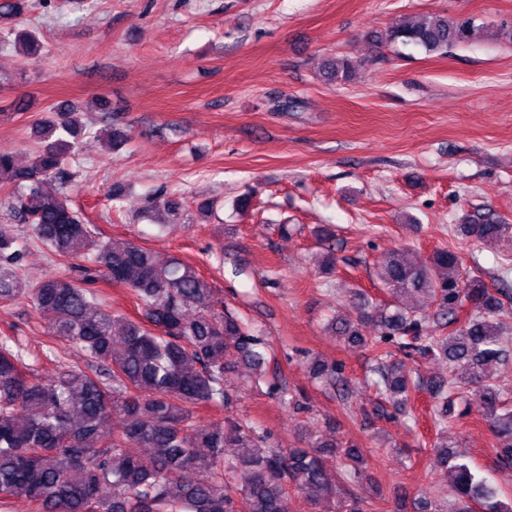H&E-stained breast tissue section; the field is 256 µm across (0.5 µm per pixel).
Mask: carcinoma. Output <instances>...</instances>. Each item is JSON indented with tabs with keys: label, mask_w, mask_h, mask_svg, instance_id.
I'll use <instances>...</instances> for the list:
<instances>
[{
	"label": "carcinoma",
	"mask_w": 512,
	"mask_h": 512,
	"mask_svg": "<svg viewBox=\"0 0 512 512\" xmlns=\"http://www.w3.org/2000/svg\"><path fill=\"white\" fill-rule=\"evenodd\" d=\"M476 32L471 18L427 15L392 28L391 44L429 54L469 43ZM0 46L39 55L44 45L27 27L0 37ZM362 63L330 59L326 80L351 81ZM36 120L40 145L31 162L18 167L13 153L0 151V189L7 190L9 214L0 224V300L27 298L39 313H51L47 359L59 368L47 376L26 364L22 347L0 338V503L24 494L36 512H285L288 486L316 507L336 498L327 458L344 460V476L360 475L362 454L306 431L302 445L275 448L249 423L227 417L205 424L197 412L227 407V374H254L265 364L262 341L237 315L224 309L198 269L176 257L163 258L132 242L120 246L102 236L74 208L67 192L74 174L66 159L75 153L86 127L68 105ZM126 129L112 126L105 150L128 140ZM151 209L178 216L181 200L159 196ZM32 227L36 238L64 270L29 284L17 271L25 245L11 222ZM479 245L512 239V225L491 217L461 225ZM390 300L373 303L351 290L357 315L334 317L328 331L337 339L374 353L379 394L395 406L415 391L433 403L437 465L448 470L455 506L470 502L488 512H512V502L494 500L488 480L448 455V407L460 398L461 385L483 408L491 431L505 442L496 448L504 472L512 471V406L485 365L512 362L508 347L512 289L490 291L464 272L458 252L442 247L429 261L407 248L394 250L378 272ZM122 286L137 299L142 319L135 321L101 307L96 285ZM425 296L436 305L429 313L412 303ZM373 322L380 335L366 336ZM441 330L431 334L429 323ZM77 347L88 367L60 364L66 349ZM439 359L443 375L430 381L412 378L396 354ZM309 378L327 386L342 381L333 361L313 357ZM124 425L112 427V416ZM232 449V454L225 449ZM241 476L237 484L233 477Z\"/></svg>",
	"instance_id": "cac0c4a2"
}]
</instances>
